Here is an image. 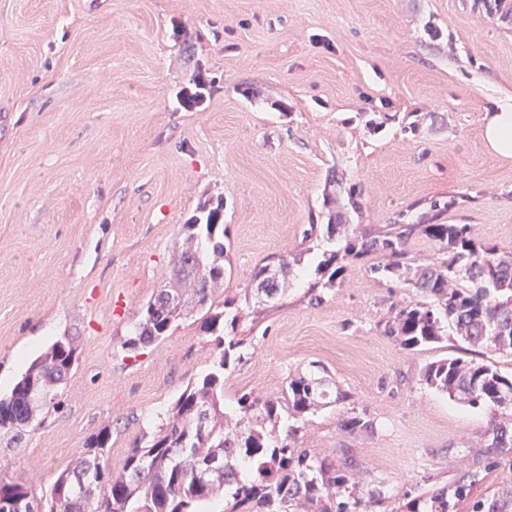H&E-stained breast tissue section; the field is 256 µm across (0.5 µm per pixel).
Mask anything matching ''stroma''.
<instances>
[{
    "instance_id": "35a3bbf8",
    "label": "stroma",
    "mask_w": 512,
    "mask_h": 512,
    "mask_svg": "<svg viewBox=\"0 0 512 512\" xmlns=\"http://www.w3.org/2000/svg\"><path fill=\"white\" fill-rule=\"evenodd\" d=\"M200 67L211 99L187 112L176 93ZM505 102L512 21L476 0H0V373L20 351L76 339L56 406L0 428L8 477L42 495L103 429L104 463L120 472L209 371L220 349L200 313L137 352L124 342L169 282L182 224L220 199L222 298L242 341L226 405L275 395L318 362L347 400L309 415L296 444L353 460L362 486L391 497L376 512L462 465L483 479L456 512L512 482V452L483 442L512 409L424 385L452 341L405 350L381 335L413 293L343 255L350 237L423 214L512 251V157L483 138ZM333 253L344 284L314 302ZM283 255L279 296L245 304L253 271ZM348 407L373 430L345 429Z\"/></svg>"
}]
</instances>
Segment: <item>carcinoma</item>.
Returning <instances> with one entry per match:
<instances>
[{
	"mask_svg": "<svg viewBox=\"0 0 512 512\" xmlns=\"http://www.w3.org/2000/svg\"><path fill=\"white\" fill-rule=\"evenodd\" d=\"M422 215L408 224H388L361 236L348 249L357 257L379 256L369 265L376 278L411 288L419 299L400 307L379 324L381 333L407 350L443 341L448 332L472 347L512 355V252H497L474 237L467 224H428ZM186 247L178 255L173 277L187 283L163 288L141 308L133 334L124 342L131 352L162 340L189 308L202 313V328L215 333L226 319V302L216 287L224 280L222 224H184ZM416 235L427 238L441 254L437 262L422 263L410 251ZM336 255L321 271L324 290L339 288L340 271L331 269ZM286 256L253 272L245 296L271 299L278 295V278L286 276ZM74 338L57 342L41 360L31 364L11 396L0 399V428L25 426L34 419L35 404L53 403L52 389L73 369ZM241 341L224 337V349L211 370L194 379L177 398L167 421L143 434L129 450L117 474L101 463L110 435L100 431L87 444L78 465L62 471L50 492L36 497L22 481L0 477V502L26 499L27 512H201L200 505L222 491L232 498L230 512H369L386 499L381 489L364 491L359 471L346 462L337 465L294 445L298 423L309 413L345 403L347 395L332 389L318 372L288 376L279 395L237 399L224 406V369ZM425 385L472 407L512 408V376L496 365L462 357L427 364ZM287 422L279 433L281 422ZM488 447L512 450V432L495 425L486 432ZM482 480L475 466L459 471L445 486L404 495L391 512H454ZM472 512H512V483L474 502Z\"/></svg>",
	"mask_w": 512,
	"mask_h": 512,
	"instance_id": "carcinoma-1",
	"label": "carcinoma"
}]
</instances>
